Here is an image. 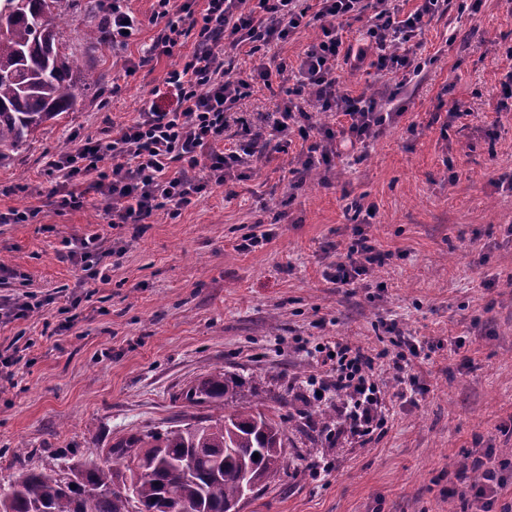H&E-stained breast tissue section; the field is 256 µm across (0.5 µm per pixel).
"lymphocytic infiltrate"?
<instances>
[{
  "instance_id": "f902f5d3",
  "label": "lymphocytic infiltrate",
  "mask_w": 512,
  "mask_h": 512,
  "mask_svg": "<svg viewBox=\"0 0 512 512\" xmlns=\"http://www.w3.org/2000/svg\"><path fill=\"white\" fill-rule=\"evenodd\" d=\"M194 5L195 0H154L153 16L163 28L147 55L124 61L125 76L150 58L173 55L185 40H193L194 49L167 72L169 99L146 103L130 122L102 136L79 139L75 148L48 161L47 170L57 180L58 208H82L83 197L75 191L82 185L99 197L114 225L137 224L156 214L174 219L208 191L240 179L261 156L265 139L281 152L299 144L291 170L294 181L310 169L330 166L394 120L375 96L339 91L337 65L355 55L345 48L338 21L368 16L367 42L356 56L376 73L406 77L419 73L421 66L414 53L399 52V45L421 38L448 0H418L406 15L395 0H205L199 11ZM314 23L322 35L301 57L294 87L276 111L245 117L239 107L255 87L271 86L273 75L287 69L274 48ZM240 50L255 60L246 74L233 65ZM321 112L341 113L346 126L333 130L318 121ZM388 258L359 233L329 277L350 284ZM390 332L388 350L375 352L331 338L314 346L317 363L326 369L325 388L343 398L342 433L364 444L384 433L388 424L383 413L386 392L375 372L378 362L387 361L402 390L415 385L408 367L420 347L399 327ZM471 465L483 472L482 481L470 482L465 471H454L455 491L488 512L506 464L494 465L489 456L477 455Z\"/></svg>"
}]
</instances>
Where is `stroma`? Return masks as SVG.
Listing matches in <instances>:
<instances>
[{"label": "stroma", "instance_id": "obj_1", "mask_svg": "<svg viewBox=\"0 0 512 512\" xmlns=\"http://www.w3.org/2000/svg\"><path fill=\"white\" fill-rule=\"evenodd\" d=\"M469 3L448 0L426 25L416 50L423 70L407 84L338 65L341 91L398 90L404 113L326 177L287 186L294 156L272 153L180 218L158 215L138 230L112 226L97 203L59 210L46 163L73 135L131 120L178 58L120 75L161 32L152 0H128L141 30L114 52L85 39L98 14L73 9L60 50L80 56L98 82L0 167V213L42 209L33 223H0V308L26 294L36 302L25 319L0 317V356H22L12 371L0 366V483L206 416L185 393L219 368L289 425L283 468L241 512H476L449 495V471L478 448L512 458V109L499 106L512 72V0H481L474 12ZM441 105L463 118L434 120ZM16 184L25 192L11 194ZM354 200L356 218L346 210ZM260 224L270 240L237 250ZM357 227L390 258L340 286L324 271ZM91 234L110 252L97 279L68 255L70 241ZM393 322L422 347L411 360L420 392L400 398L391 371L378 367L386 434L328 444L313 424L336 396L315 394L320 370L299 342L340 336L379 350ZM320 458L335 467L317 476L308 465Z\"/></svg>", "mask_w": 512, "mask_h": 512}]
</instances>
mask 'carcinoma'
<instances>
[{"mask_svg":"<svg viewBox=\"0 0 512 512\" xmlns=\"http://www.w3.org/2000/svg\"><path fill=\"white\" fill-rule=\"evenodd\" d=\"M74 2L0 3V166L11 164L44 123L72 111L84 90L73 77L79 60L60 55L55 23ZM185 399L221 414L123 437L83 463L72 485L56 469L22 470L9 481L13 491L0 499V512H178L184 504L225 512L241 501L243 483L265 488L286 459L283 423L221 369L197 380ZM127 482L130 494L115 491Z\"/></svg>","mask_w":512,"mask_h":512,"instance_id":"1","label":"carcinoma"}]
</instances>
